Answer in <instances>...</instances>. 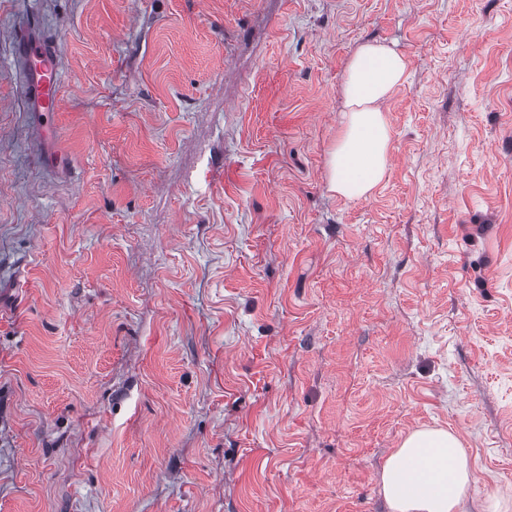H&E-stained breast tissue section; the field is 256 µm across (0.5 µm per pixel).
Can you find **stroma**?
Masks as SVG:
<instances>
[{
	"label": "stroma",
	"mask_w": 512,
	"mask_h": 512,
	"mask_svg": "<svg viewBox=\"0 0 512 512\" xmlns=\"http://www.w3.org/2000/svg\"><path fill=\"white\" fill-rule=\"evenodd\" d=\"M367 42L408 77L347 200ZM427 428L512 512V0H0V512H389ZM23 67L25 98L28 106L45 115L59 112L62 81L56 61L46 50L44 41L30 40L26 33L18 43ZM408 62L384 43L359 46L347 64L342 87V131L327 161L330 189L348 200L368 197L389 168L391 129L384 112L405 79Z\"/></svg>",
	"instance_id": "35a3bbf8"
}]
</instances>
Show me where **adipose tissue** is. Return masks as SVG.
Instances as JSON below:
<instances>
[{
	"label": "adipose tissue",
	"mask_w": 512,
	"mask_h": 512,
	"mask_svg": "<svg viewBox=\"0 0 512 512\" xmlns=\"http://www.w3.org/2000/svg\"><path fill=\"white\" fill-rule=\"evenodd\" d=\"M408 62L384 43L359 46L342 87V131L327 161L337 195L368 197L389 168L391 129L384 113L405 79ZM471 472L458 439L441 429L412 433L384 464L382 494L390 512H461Z\"/></svg>",
	"instance_id": "adipose-tissue-1"
}]
</instances>
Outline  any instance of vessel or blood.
<instances>
[{
    "label": "vessel or blood",
    "instance_id": "b4317fda",
    "mask_svg": "<svg viewBox=\"0 0 512 512\" xmlns=\"http://www.w3.org/2000/svg\"><path fill=\"white\" fill-rule=\"evenodd\" d=\"M18 47L25 63L22 73L28 106L47 115L59 111L62 81L57 63L47 52L45 42L24 36Z\"/></svg>",
    "mask_w": 512,
    "mask_h": 512
}]
</instances>
